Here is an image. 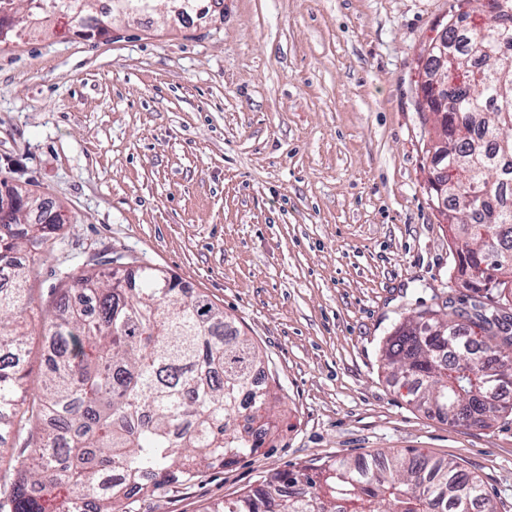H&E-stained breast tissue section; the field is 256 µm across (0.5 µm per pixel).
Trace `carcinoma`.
<instances>
[{
  "instance_id": "cac0c4a2",
  "label": "carcinoma",
  "mask_w": 512,
  "mask_h": 512,
  "mask_svg": "<svg viewBox=\"0 0 512 512\" xmlns=\"http://www.w3.org/2000/svg\"><path fill=\"white\" fill-rule=\"evenodd\" d=\"M0 0V45L15 42L16 16L31 24L59 14L91 39L107 31L103 0ZM498 0H462L449 15L448 68L468 80L435 112L431 163L456 178L448 193L455 270L467 277L469 306L440 316L417 312L395 324L384 366L419 408L453 425L486 426L512 411V209L501 206L512 180V17ZM480 132L495 145L484 153ZM53 207L26 223L0 211V454L14 425L34 456L20 462L0 499L10 512H129L139 492L192 482L199 468L256 454L276 428L253 343L179 279L138 266L128 276L95 268L61 279L47 310V370L25 395L30 268L19 257L57 233ZM214 512H491L481 480L459 464L420 453L380 452L274 473Z\"/></svg>"
}]
</instances>
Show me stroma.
I'll return each instance as SVG.
<instances>
[{"instance_id": "obj_1", "label": "stroma", "mask_w": 512, "mask_h": 512, "mask_svg": "<svg viewBox=\"0 0 512 512\" xmlns=\"http://www.w3.org/2000/svg\"><path fill=\"white\" fill-rule=\"evenodd\" d=\"M456 0H169L94 40L54 18L0 49V181L70 218L23 252L44 311L62 273L136 262L235 321L284 413L270 447L136 494L212 512L264 476L412 449L477 475L512 512V414L454 426L386 377L401 318L466 291L426 187L420 59Z\"/></svg>"}]
</instances>
